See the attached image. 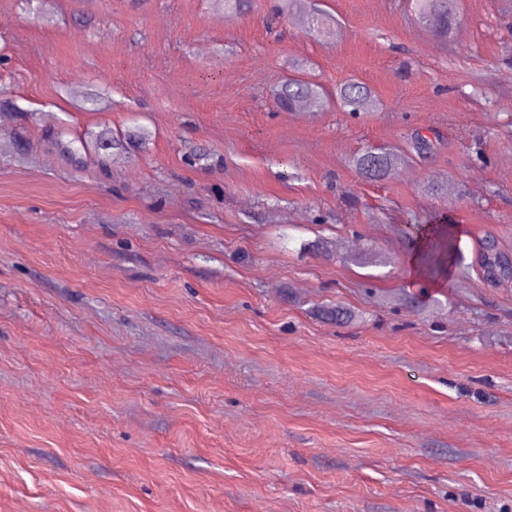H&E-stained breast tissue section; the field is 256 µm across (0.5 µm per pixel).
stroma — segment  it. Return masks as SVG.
<instances>
[{"label": "stroma", "instance_id": "obj_1", "mask_svg": "<svg viewBox=\"0 0 512 512\" xmlns=\"http://www.w3.org/2000/svg\"><path fill=\"white\" fill-rule=\"evenodd\" d=\"M280 3L0 0V512H512V0ZM292 62L376 107L277 111ZM443 217L429 314L399 233ZM420 23L439 38H448L452 29L454 0H411ZM336 103L350 112L358 113L375 106L376 98L367 85L352 80L336 89ZM410 154L388 149H367L353 157L352 165L365 177L376 180L387 176L398 164L408 161ZM420 258L427 266L431 278L444 276L448 267L457 266L460 263V255L456 249L450 224H448V232L440 229L435 234ZM449 276H451V272L448 270Z\"/></svg>", "mask_w": 512, "mask_h": 512}]
</instances>
